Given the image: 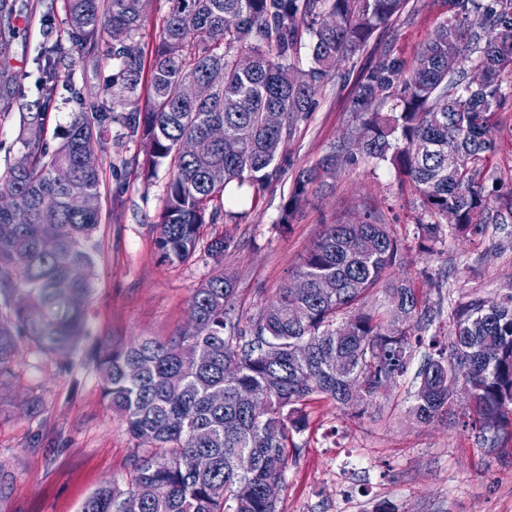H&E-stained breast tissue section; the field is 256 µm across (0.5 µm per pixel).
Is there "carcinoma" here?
Returning <instances> with one entry per match:
<instances>
[{
    "mask_svg": "<svg viewBox=\"0 0 512 512\" xmlns=\"http://www.w3.org/2000/svg\"><path fill=\"white\" fill-rule=\"evenodd\" d=\"M148 0H64L69 44L44 55L42 101L50 104L60 67L73 53L99 48L109 31L112 76L104 92L112 107L80 104L49 148L46 113L32 117L22 139L26 165L0 174V374L15 363L19 342L45 354L72 348L92 291L95 257L89 245L99 223V169L83 156L102 146L107 116L143 148L141 170L153 177L171 167L156 239L164 261L191 259L203 227L224 219L231 183L263 185L296 122L314 105L339 60L365 46L406 0H166L157 22L146 97L138 94L143 63L129 49L146 21ZM450 17L422 47L411 72L390 57L358 84L353 111L360 154L388 163L411 181L430 217L419 222L420 247L438 241L448 211L462 236H482L512 219V191L486 189L480 162L493 152L494 116L509 100L512 0H449ZM224 32V42L211 34ZM308 48L310 65H296ZM391 102L387 112L380 111ZM224 127V141L209 138ZM466 165L448 166V153ZM348 143L333 145L299 171L280 224H290L307 188L356 163ZM55 251L43 249L45 238ZM406 245L369 212L353 224H330L301 258L295 277L275 300L241 326L234 279L219 272L196 288L185 327L167 340L140 336L105 342L96 354L102 392L135 439L149 438L128 483L101 486L80 512H278L265 485L283 479L288 439L305 426V404L322 397L361 416L389 379L407 373L422 332L435 320L406 280L390 279ZM386 284L388 309L366 308ZM453 329L430 337L417 373L411 413L422 424L456 405L458 383L471 392L480 434L512 429V284L491 301L456 303ZM306 358L296 362L295 348ZM221 390L224 399L209 394ZM211 460L194 465L198 454Z\"/></svg>",
    "mask_w": 512,
    "mask_h": 512,
    "instance_id": "cac0c4a2",
    "label": "carcinoma"
}]
</instances>
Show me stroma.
<instances>
[{
    "instance_id": "stroma-1",
    "label": "stroma",
    "mask_w": 512,
    "mask_h": 512,
    "mask_svg": "<svg viewBox=\"0 0 512 512\" xmlns=\"http://www.w3.org/2000/svg\"><path fill=\"white\" fill-rule=\"evenodd\" d=\"M448 17V0H409L363 49L341 60L339 75L318 87L312 111L284 143L277 177L260 188L226 192L230 218L204 227V238L230 242L219 263L202 247L183 264L160 258L156 237L169 168L144 180L140 143L126 139L118 124L108 125L97 153L100 218L83 334L72 351L50 356L21 342L16 365L0 373V512H79L105 482L129 481L143 447L104 398L89 353L107 340L174 336L187 323L194 289L217 271L235 279L236 311L257 314L292 281L325 225L353 223L372 210L408 247L396 277L440 305L441 319L461 298H491L512 284V221L489 225L471 240L444 229L431 252H420L417 224L425 214L418 194L392 167L363 157L329 188L309 193L288 229L277 224L299 169L353 136L351 102L362 73L389 55L413 67ZM67 28L62 0H16L13 14L0 15V42L10 47L15 76L0 108V171L22 153L21 113L36 111L41 99L38 59ZM108 73L98 52L75 55L61 67L46 140L67 125L75 98L101 101ZM495 120L496 147L485 177L507 189L512 100ZM425 353L417 349L407 373L382 388L362 418L345 416L328 399L306 404L307 425L288 442L278 512H377L384 504L393 512H512L511 437L487 444L463 429L457 412L427 425L411 417Z\"/></svg>"
}]
</instances>
